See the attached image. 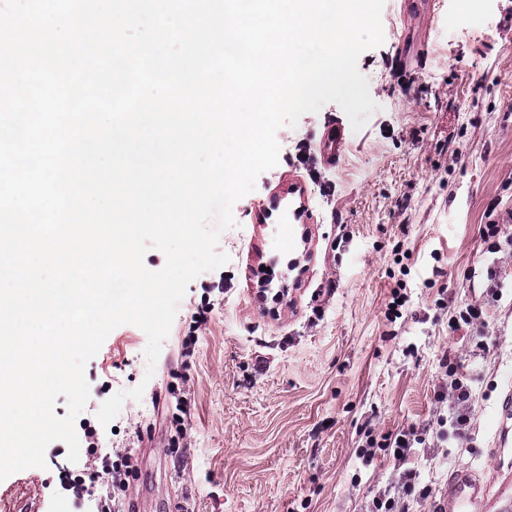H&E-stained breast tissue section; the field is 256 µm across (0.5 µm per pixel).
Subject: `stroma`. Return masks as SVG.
<instances>
[{"mask_svg": "<svg viewBox=\"0 0 512 512\" xmlns=\"http://www.w3.org/2000/svg\"><path fill=\"white\" fill-rule=\"evenodd\" d=\"M403 2L385 0L384 41L357 60L378 109L347 131L339 163L316 152L347 120L338 104L280 128L278 165L219 239L228 263L191 282L155 367L129 324L87 363L83 418L95 419L98 390L145 387L104 441L135 455L130 512H365L399 478L384 451L363 458L365 429L435 420L450 358L473 376L468 438L417 449L419 481L438 489L458 464L490 469L498 400L512 388V0H436L430 18ZM412 46L424 60L400 73ZM397 287L407 302L396 319ZM466 303L481 320L450 331ZM480 341L490 350L473 356ZM174 380L190 401L184 437L171 424ZM45 461L14 473V497L77 512L66 445L50 444Z\"/></svg>", "mask_w": 512, "mask_h": 512, "instance_id": "1", "label": "stroma"}]
</instances>
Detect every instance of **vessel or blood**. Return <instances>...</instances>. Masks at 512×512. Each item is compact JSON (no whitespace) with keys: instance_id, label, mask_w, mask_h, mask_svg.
Here are the masks:
<instances>
[{"instance_id":"1","label":"vessel or blood","mask_w":512,"mask_h":512,"mask_svg":"<svg viewBox=\"0 0 512 512\" xmlns=\"http://www.w3.org/2000/svg\"><path fill=\"white\" fill-rule=\"evenodd\" d=\"M346 147L343 127L329 126L317 150L324 162L336 164ZM498 428L494 434L492 456L499 467L484 477L473 464H461L448 474L439 491L438 512H512V389L498 404Z\"/></svg>"}]
</instances>
